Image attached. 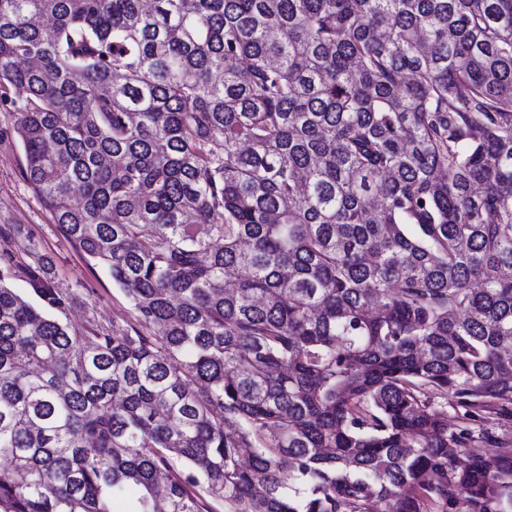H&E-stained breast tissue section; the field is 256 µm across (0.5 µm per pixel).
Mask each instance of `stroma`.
Masks as SVG:
<instances>
[{
	"label": "stroma",
	"instance_id": "1",
	"mask_svg": "<svg viewBox=\"0 0 512 512\" xmlns=\"http://www.w3.org/2000/svg\"><path fill=\"white\" fill-rule=\"evenodd\" d=\"M23 96L13 86L0 88V227L13 229L11 235L0 238V250L13 252L20 267L9 283L25 289L23 266L45 263L56 288L73 297L65 310L72 325L82 329L129 326L134 317L125 292L63 238L50 212L20 174L24 156L14 133L13 104ZM34 241L40 245L35 253L30 250Z\"/></svg>",
	"mask_w": 512,
	"mask_h": 512
}]
</instances>
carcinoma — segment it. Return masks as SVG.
Returning <instances> with one entry per match:
<instances>
[{
	"mask_svg": "<svg viewBox=\"0 0 512 512\" xmlns=\"http://www.w3.org/2000/svg\"><path fill=\"white\" fill-rule=\"evenodd\" d=\"M2 82L136 325L0 253V512H512V0H0ZM473 427H475L477 431L488 432L490 435L494 436L499 442L497 446L512 450V421L504 424L489 419L487 421L475 422Z\"/></svg>",
	"mask_w": 512,
	"mask_h": 512,
	"instance_id": "carcinoma-1",
	"label": "carcinoma"
}]
</instances>
